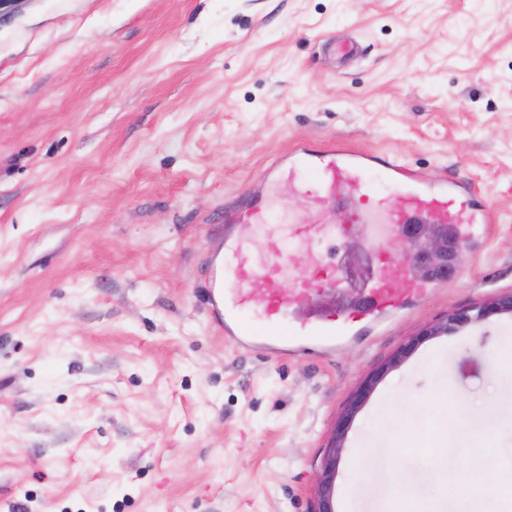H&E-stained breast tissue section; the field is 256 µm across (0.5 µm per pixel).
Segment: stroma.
Returning <instances> with one entry per match:
<instances>
[{
	"label": "stroma",
	"instance_id": "1",
	"mask_svg": "<svg viewBox=\"0 0 512 512\" xmlns=\"http://www.w3.org/2000/svg\"><path fill=\"white\" fill-rule=\"evenodd\" d=\"M341 33L346 64L321 48ZM337 143L469 182L500 221L380 335L241 350L203 300L204 251L275 157ZM511 293L512 0L0 6V512H313L365 377ZM511 338L495 314L386 370L335 512H454L465 460L512 462ZM492 314L512 315V295L494 298L480 307L457 311L449 316L445 322L431 326L420 335L423 337L445 335L448 334V331L463 328Z\"/></svg>",
	"mask_w": 512,
	"mask_h": 512
}]
</instances>
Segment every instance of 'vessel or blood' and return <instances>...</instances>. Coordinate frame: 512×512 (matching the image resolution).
<instances>
[{
	"label": "vessel or blood",
	"instance_id": "vessel-or-blood-1",
	"mask_svg": "<svg viewBox=\"0 0 512 512\" xmlns=\"http://www.w3.org/2000/svg\"><path fill=\"white\" fill-rule=\"evenodd\" d=\"M261 179L294 184L317 212L336 215L332 224L321 220L289 225V238L300 244L306 258L304 273L297 278L287 256L271 249L258 261L243 243L240 226L266 223L262 194H248L224 217V235L205 263V297L219 333L237 337L243 349L274 357L316 346L332 352L348 338L385 328L446 284L440 276L416 277L412 261L393 258L378 241L370 246L371 273L360 299L341 313L318 307L296 320L292 313L300 300L349 287L340 264L318 251L319 242L337 240L348 229L381 216L398 235L432 224L447 230L451 241L465 243L472 241L477 225L496 216L492 204L469 183L446 180L436 185L398 161L341 146L323 151L295 147L287 157L275 159Z\"/></svg>",
	"mask_w": 512,
	"mask_h": 512
}]
</instances>
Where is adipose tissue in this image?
I'll return each mask as SVG.
<instances>
[{
    "label": "adipose tissue",
    "instance_id": "adipose-tissue-1",
    "mask_svg": "<svg viewBox=\"0 0 512 512\" xmlns=\"http://www.w3.org/2000/svg\"><path fill=\"white\" fill-rule=\"evenodd\" d=\"M456 484V512H512V499H505L500 479L487 477L485 470L462 464Z\"/></svg>",
    "mask_w": 512,
    "mask_h": 512
}]
</instances>
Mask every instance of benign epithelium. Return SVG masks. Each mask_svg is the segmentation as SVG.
I'll use <instances>...</instances> for the list:
<instances>
[{
    "mask_svg": "<svg viewBox=\"0 0 512 512\" xmlns=\"http://www.w3.org/2000/svg\"><path fill=\"white\" fill-rule=\"evenodd\" d=\"M395 249L402 257L414 260L415 272L420 276L430 270L446 276L463 261L462 247L457 243L448 242V239L440 236L430 224H421L414 232L400 235L395 243ZM492 314L512 315V295L494 298L480 307L460 310L449 316L445 322L423 331L421 336L446 335L451 330L481 321ZM377 380L378 377H373L356 392L333 432L328 455L316 474V512H335L333 495L337 459L352 417L366 400Z\"/></svg>",
    "mask_w": 512,
    "mask_h": 512,
    "instance_id": "7a95c632",
    "label": "benign epithelium"
}]
</instances>
